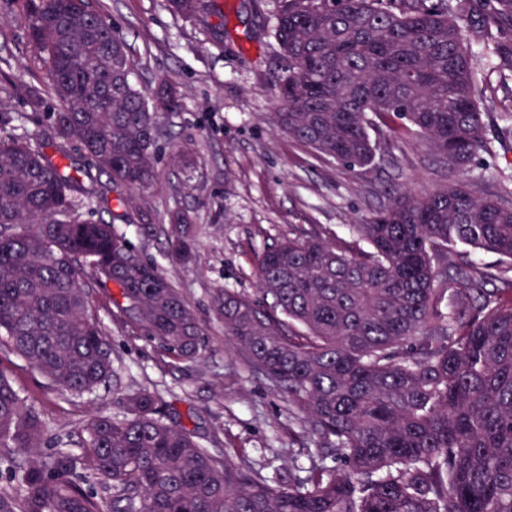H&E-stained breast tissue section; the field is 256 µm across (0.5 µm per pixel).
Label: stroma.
Returning <instances> with one entry per match:
<instances>
[{
  "label": "stroma",
  "mask_w": 512,
  "mask_h": 512,
  "mask_svg": "<svg viewBox=\"0 0 512 512\" xmlns=\"http://www.w3.org/2000/svg\"><path fill=\"white\" fill-rule=\"evenodd\" d=\"M126 36L133 56L132 81L141 87L170 77L179 105L159 118L161 155L152 185L135 193L136 205L120 206L115 192L96 194L93 206L143 257L153 260L181 289L203 326L207 347L199 360L167 355L155 342L112 317L101 290L93 297L112 336V387L156 394L165 420L194 430L202 443L219 439L238 460L261 466L280 481L303 480L309 465L288 420V404L263 376L228 347L215 297L229 288L258 294L263 250L299 233L349 243L352 224L388 202V190L425 191L463 179L479 193H512V68L472 45L477 78L485 91L486 147L466 167L442 164L426 144L402 133L382 146L370 167L323 158L276 131L272 77L282 64L271 36L273 0H218L222 13L206 9L186 18L166 0H94ZM40 55L27 36L23 0H0V114L22 119L32 133L45 126L31 115L30 91L47 104ZM189 215L196 255L183 264L168 253L171 212ZM0 371L40 413L49 437L67 439L103 393L62 399L24 359L0 347Z\"/></svg>",
  "instance_id": "obj_1"
}]
</instances>
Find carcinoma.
Masks as SVG:
<instances>
[{
    "mask_svg": "<svg viewBox=\"0 0 512 512\" xmlns=\"http://www.w3.org/2000/svg\"><path fill=\"white\" fill-rule=\"evenodd\" d=\"M193 17L204 0H167ZM275 0L272 125L350 166L374 163L400 127L457 167L483 148L472 43L489 41L474 0ZM29 39L60 101L36 137L0 119V337L58 395L108 389L112 338L88 280L169 355L194 361L203 328L162 270L92 211L84 180L150 186L169 79L131 80L129 46L86 0H24ZM86 158L71 173V152ZM343 246L317 234L262 255L272 304L216 297L224 337L288 401L307 475L281 483L165 421L147 389L115 392L77 431L80 452H43L45 423L0 372V464L17 491L0 512H512V195L458 181L393 193ZM462 246L506 267L480 270ZM170 254L194 255L187 217ZM493 282L496 288L477 287ZM29 454L20 467L15 449ZM110 494V498L103 494Z\"/></svg>",
    "mask_w": 512,
    "mask_h": 512,
    "instance_id": "carcinoma-1",
    "label": "carcinoma"
}]
</instances>
